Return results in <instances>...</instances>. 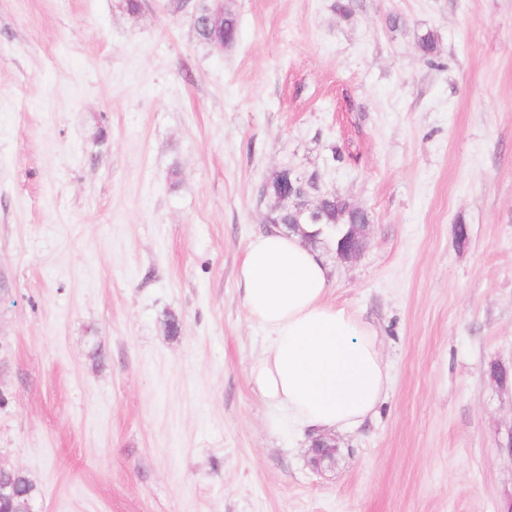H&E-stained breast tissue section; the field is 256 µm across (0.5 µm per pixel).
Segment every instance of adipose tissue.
<instances>
[{"label":"adipose tissue","instance_id":"1","mask_svg":"<svg viewBox=\"0 0 512 512\" xmlns=\"http://www.w3.org/2000/svg\"><path fill=\"white\" fill-rule=\"evenodd\" d=\"M305 233L270 228L254 236L238 284L269 345L249 378L266 400L284 404L313 433L350 432L372 415L390 378L375 326L328 301L329 268Z\"/></svg>","mask_w":512,"mask_h":512}]
</instances>
